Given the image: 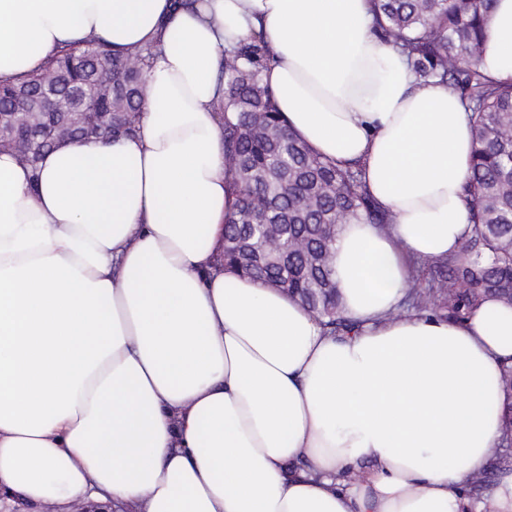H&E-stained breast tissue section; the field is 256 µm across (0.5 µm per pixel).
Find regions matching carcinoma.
I'll use <instances>...</instances> for the list:
<instances>
[{
  "label": "carcinoma",
  "instance_id": "obj_1",
  "mask_svg": "<svg viewBox=\"0 0 512 512\" xmlns=\"http://www.w3.org/2000/svg\"><path fill=\"white\" fill-rule=\"evenodd\" d=\"M491 0H374V30L394 40L424 82L448 84L471 125L474 153L464 198L473 224L459 252L434 263L427 285L409 281L402 318L431 313L461 320L486 295L512 305V85L490 81L480 58ZM148 48L124 56L91 37L55 51L47 67L0 83V151L31 167L61 141L132 136L145 96ZM270 55L263 35L225 51L224 156L238 198L224 228V265L280 288L317 314L334 335L352 325L341 313L331 273L337 227L389 224L356 167L340 169L285 130L264 79ZM501 427L512 442V368L502 377Z\"/></svg>",
  "mask_w": 512,
  "mask_h": 512
}]
</instances>
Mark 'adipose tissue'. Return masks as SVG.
I'll return each mask as SVG.
<instances>
[{"instance_id":"obj_1","label":"adipose tissue","mask_w":512,"mask_h":512,"mask_svg":"<svg viewBox=\"0 0 512 512\" xmlns=\"http://www.w3.org/2000/svg\"><path fill=\"white\" fill-rule=\"evenodd\" d=\"M373 0H0V80L99 37L152 47L137 133L0 151V512H512L501 443L512 305L394 319L413 262L471 229L458 96L372 28ZM263 32L290 132L362 171L393 222L340 225L354 331L225 270L229 46ZM480 66L512 84V0Z\"/></svg>"}]
</instances>
